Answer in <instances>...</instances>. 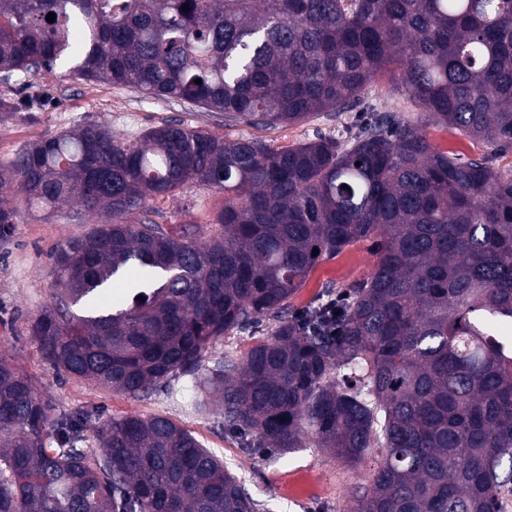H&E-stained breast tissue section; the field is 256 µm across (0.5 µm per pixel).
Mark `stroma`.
<instances>
[{
    "mask_svg": "<svg viewBox=\"0 0 512 512\" xmlns=\"http://www.w3.org/2000/svg\"><path fill=\"white\" fill-rule=\"evenodd\" d=\"M0 98H34L41 102L40 109H22L0 117V167L9 165L32 141L94 122L109 124L117 138L127 140L166 121L228 138L247 135L277 148L312 139L320 131H335L337 123L354 118L353 113L344 112L336 117L320 115L301 124L246 127L228 123L223 115L191 103L147 98L127 88L90 83L58 71L22 77L7 85L0 83ZM425 133L436 148L464 160L487 151L481 142L442 124L426 125ZM223 205L222 192L191 185L171 197L154 200L153 218L175 233L197 224L203 233L210 234ZM15 207L17 222L7 236L0 237V354L11 357L31 376L55 414L86 415L85 447L98 448L96 430L107 421L132 414L163 415L191 431L205 448L220 456L249 494L268 506L270 512H350L359 487L371 481V463L352 466L315 447L251 455L225 431L224 419L215 408L198 411L176 397V390L188 386L186 378H174L172 392L161 390L136 399L70 377L46 362L28 325L51 301L53 251L70 236L85 232L86 227L71 219L67 207L50 215L31 211L20 200ZM375 261V245L370 239L320 261L290 298L291 309L329 300L337 292L366 280ZM271 328V322L266 321L224 336L210 349L206 366H213L226 355L244 357L252 345L270 334Z\"/></svg>",
    "mask_w": 512,
    "mask_h": 512,
    "instance_id": "obj_1",
    "label": "stroma"
}]
</instances>
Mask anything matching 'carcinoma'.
I'll use <instances>...</instances> for the list:
<instances>
[{
	"mask_svg": "<svg viewBox=\"0 0 512 512\" xmlns=\"http://www.w3.org/2000/svg\"><path fill=\"white\" fill-rule=\"evenodd\" d=\"M56 70L250 127L365 117L279 148L175 122L132 142L93 123L28 144L0 168V234L15 193L92 221L52 254L60 289L29 324L49 363L133 398L189 375L195 408L219 386L247 450L372 458L352 512H507L512 168L442 152L424 126L512 150V0H0V80ZM381 77L417 119L365 102ZM190 184L224 192L203 244L149 218ZM368 237L367 280L289 310L317 262ZM118 282L130 293L113 303ZM263 317L269 336L198 376L216 340ZM83 431L0 357V512L264 510L167 417L103 424L100 457Z\"/></svg>",
	"mask_w": 512,
	"mask_h": 512,
	"instance_id": "carcinoma-1",
	"label": "carcinoma"
}]
</instances>
